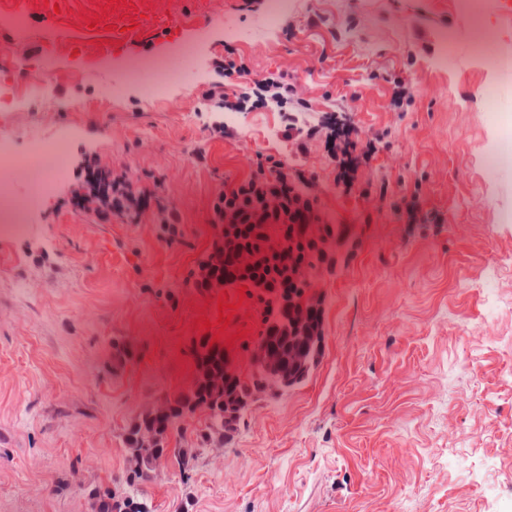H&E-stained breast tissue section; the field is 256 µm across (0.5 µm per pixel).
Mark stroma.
Returning a JSON list of instances; mask_svg holds the SVG:
<instances>
[{"label": "stroma", "instance_id": "stroma-1", "mask_svg": "<svg viewBox=\"0 0 512 512\" xmlns=\"http://www.w3.org/2000/svg\"><path fill=\"white\" fill-rule=\"evenodd\" d=\"M268 2L77 0L58 33L0 15L15 100L0 134L67 136L71 174L96 161L157 185L180 216L173 239L150 211L131 224L73 210V177L37 200L18 184V228L0 232V512H90V489L122 492L128 428L190 390L200 338L251 379L257 293L198 287V265L214 198L269 157L311 176L347 229L310 277L321 353L300 384L253 400L231 441L200 442L205 412L177 422L140 487L151 512H512V81L472 50L512 43V0L476 21L456 0H291L267 36L225 30L254 27ZM109 7L112 30L87 28ZM180 48L199 81L152 97L168 79L157 60ZM228 58L244 77L225 78ZM125 63L139 80L113 93ZM265 77L293 86L302 139L283 135ZM340 121L376 149L346 191L328 148ZM406 190L442 223H409ZM222 297L237 306L223 330ZM181 448L197 455L188 478Z\"/></svg>", "mask_w": 512, "mask_h": 512}]
</instances>
